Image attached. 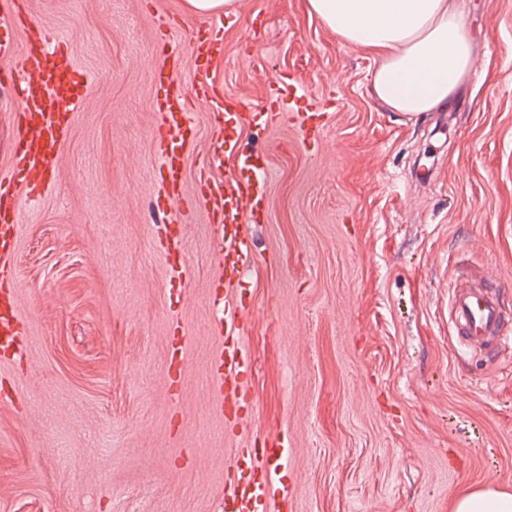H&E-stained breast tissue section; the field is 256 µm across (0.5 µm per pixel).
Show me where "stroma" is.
<instances>
[{"mask_svg":"<svg viewBox=\"0 0 512 512\" xmlns=\"http://www.w3.org/2000/svg\"><path fill=\"white\" fill-rule=\"evenodd\" d=\"M89 101L72 109L49 189L22 197L16 299L0 351V512H221L234 449L288 444L282 512H450L512 489V342L489 358L448 329L462 267L503 287L512 320V0H464L471 75L451 107L387 111L377 65L306 0H237L208 79L265 106L274 77L328 101L320 141L289 117L244 127L272 169L252 262L253 423L226 432L210 385L216 241L187 223L188 285L153 234L162 88L192 92L202 17L185 0H28ZM21 332V322L15 307L5 306L0 312V343L2 349H9L15 336ZM451 512H511L512 493L494 488L464 489L452 499Z\"/></svg>","mask_w":512,"mask_h":512,"instance_id":"35a3bbf8","label":"stroma"}]
</instances>
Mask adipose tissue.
Listing matches in <instances>:
<instances>
[{"instance_id":"obj_1","label":"adipose tissue","mask_w":512,"mask_h":512,"mask_svg":"<svg viewBox=\"0 0 512 512\" xmlns=\"http://www.w3.org/2000/svg\"><path fill=\"white\" fill-rule=\"evenodd\" d=\"M309 14L346 43L378 57L372 85L391 112L419 115L448 105L472 68V36L458 0H306ZM451 512H512V493L456 494Z\"/></svg>"}]
</instances>
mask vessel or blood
Segmentation results:
<instances>
[{
    "instance_id": "1",
    "label": "vessel or blood",
    "mask_w": 512,
    "mask_h": 512,
    "mask_svg": "<svg viewBox=\"0 0 512 512\" xmlns=\"http://www.w3.org/2000/svg\"><path fill=\"white\" fill-rule=\"evenodd\" d=\"M18 21L28 30L23 64L17 71H1L0 85L9 88L18 100L12 115L11 156L14 167L24 172L26 185L21 188L13 178L0 177V283L5 285L14 282V258L21 227L19 191L24 188L29 195L36 196L48 188L68 142L71 117L63 112L62 106L86 100L84 92L72 81L66 54L47 40L26 15H19ZM223 49L220 32L205 26L198 28L191 41L197 70L206 71ZM181 65V52L173 48L154 73L156 82L164 87V97L158 105L163 115L160 150L165 174L159 208L164 212L178 211L185 218L194 211H204L213 237L221 243L215 263L228 276L214 285L215 302L223 306L224 314L219 320L223 334L213 354L211 382L217 411L228 431L234 432L243 429L248 421L252 395L250 365L243 343L249 309L232 276L252 259L253 231L266 211L271 176L263 153L240 148V133L244 123L265 128L277 121L279 115L266 107L246 111L242 99L221 93L204 79L196 82L193 101H186L172 80ZM287 90L289 102L303 106L302 125L309 132H317V102L296 81H289ZM195 104L208 110L216 146L190 184L185 176V157L195 140L191 117ZM227 159L232 162L228 175L222 179L213 177V169ZM448 316L459 342L480 352L500 344L508 335L497 286L481 276H458L450 292ZM20 330L17 309L1 308L0 347L11 348ZM287 461L288 450L278 441L260 452L252 448L235 449L232 467L246 471L247 476L225 482L223 512H273L269 485Z\"/></svg>"
}]
</instances>
